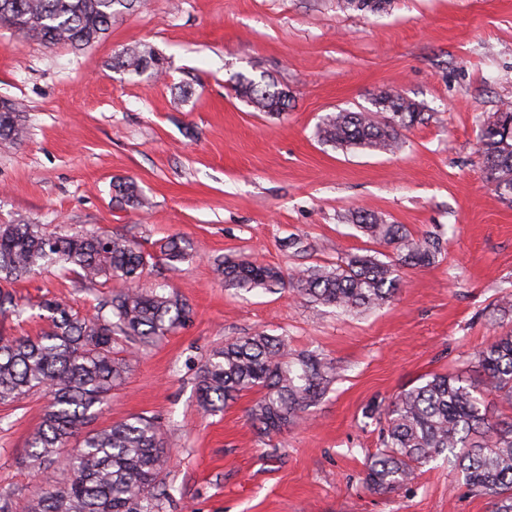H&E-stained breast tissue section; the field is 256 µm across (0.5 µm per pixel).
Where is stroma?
<instances>
[{
    "label": "stroma",
    "instance_id": "35a3bbf8",
    "mask_svg": "<svg viewBox=\"0 0 512 512\" xmlns=\"http://www.w3.org/2000/svg\"><path fill=\"white\" fill-rule=\"evenodd\" d=\"M141 44L164 74L112 67ZM270 76L293 95L286 112L255 111L237 74ZM392 90L427 118L390 153L342 149L317 136L321 118L372 109ZM0 101L20 104L18 144L0 141V224L123 234L149 254L144 287L169 286L191 308L185 324L128 357L124 381L90 429L142 415L163 427L168 493L162 512H492L440 459L388 493L366 483L383 410L435 373L467 374L475 352L512 331V204L485 178L480 131L512 101V0H390L381 12L337 0H144L76 51L0 27ZM136 180L149 205L114 201ZM363 208L409 238L439 239L424 267L400 265L388 303L352 313L316 306L290 288L225 287L215 266L249 258L291 274L385 252L348 219ZM172 239L184 261L161 252ZM47 268L1 280L12 305L0 334L37 336L39 304L60 298L80 315L122 289ZM263 330L296 351L314 349L336 379L305 423L259 436L250 391L203 414L199 369L225 340ZM48 397L34 390L0 405V493L14 508L58 481L24 465Z\"/></svg>",
    "mask_w": 512,
    "mask_h": 512
}]
</instances>
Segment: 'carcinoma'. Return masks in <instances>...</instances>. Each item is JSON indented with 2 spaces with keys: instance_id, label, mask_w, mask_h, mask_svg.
<instances>
[{
  "instance_id": "obj_1",
  "label": "carcinoma",
  "mask_w": 512,
  "mask_h": 512,
  "mask_svg": "<svg viewBox=\"0 0 512 512\" xmlns=\"http://www.w3.org/2000/svg\"><path fill=\"white\" fill-rule=\"evenodd\" d=\"M142 0H0V26H8L48 46L81 50L103 37L112 18L132 11ZM386 0H339L340 8L383 9ZM113 68L126 73H163L152 51L122 49ZM233 89L257 111L274 114L290 103L288 88L264 77L240 74ZM374 109L327 114L321 140L339 148L391 151L400 130L422 120L413 100L379 93ZM15 103L0 104V140L21 143L26 128ZM483 171L496 195L512 203V103H504L481 136ZM114 198L142 203L133 180L113 184ZM351 222L371 239L404 249L401 261L424 266L440 252L439 242L408 238L400 224H387L366 210L350 213ZM78 268L89 281L119 277L128 288L97 302L95 314L79 317L61 299L47 300L49 329L40 336H0V403L21 401L32 389L51 396L39 429L28 442L25 465L39 471L58 463L65 478L41 489L24 512H162L165 488L161 427L152 418L132 417L88 432L76 448L70 440L102 407L127 368L112 356L119 340L145 347L173 332L191 309L177 294L145 291L141 277L149 260L123 236L46 233L38 224L0 225V274L25 279L46 264ZM224 283L250 292L288 284L299 297L343 311L381 305L397 290V264L372 255H352L334 267L299 271L291 277L270 265L224 260L216 267ZM336 377L332 362L315 351L293 353L288 340L264 331L224 342L201 366L199 402L216 412L245 391L260 397L250 408L252 425L263 435L299 424ZM512 405V335L478 351L474 376L436 374L399 393L384 410L382 448L367 465V483L391 492L412 482L417 468L447 453L460 468L464 485L491 499L492 512H512V422L491 420L485 397Z\"/></svg>"
}]
</instances>
